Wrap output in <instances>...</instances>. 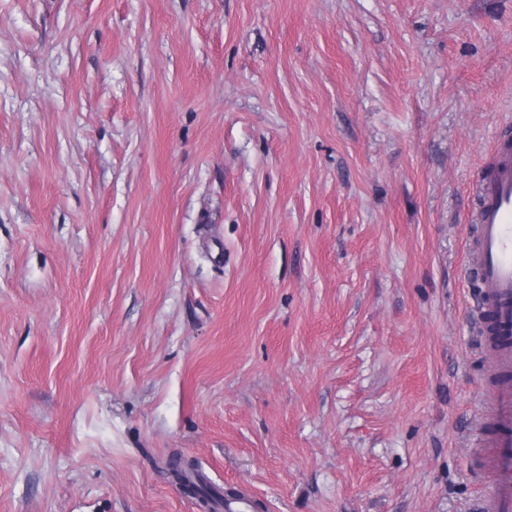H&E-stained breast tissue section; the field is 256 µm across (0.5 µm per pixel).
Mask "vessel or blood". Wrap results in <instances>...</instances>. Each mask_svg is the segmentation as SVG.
I'll use <instances>...</instances> for the list:
<instances>
[{"instance_id":"vessel-or-blood-1","label":"vessel or blood","mask_w":512,"mask_h":512,"mask_svg":"<svg viewBox=\"0 0 512 512\" xmlns=\"http://www.w3.org/2000/svg\"><path fill=\"white\" fill-rule=\"evenodd\" d=\"M474 250L469 267L480 284L481 300L474 328L486 338L485 351L501 370L512 369V147H500L492 172L477 186ZM495 430L486 459L490 481L478 512H512V383L497 384L492 393Z\"/></svg>"}]
</instances>
